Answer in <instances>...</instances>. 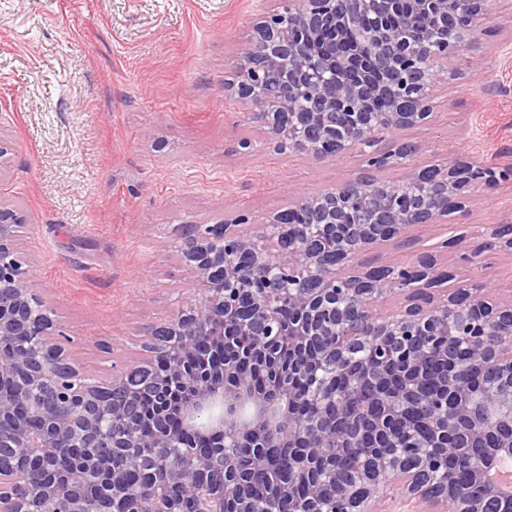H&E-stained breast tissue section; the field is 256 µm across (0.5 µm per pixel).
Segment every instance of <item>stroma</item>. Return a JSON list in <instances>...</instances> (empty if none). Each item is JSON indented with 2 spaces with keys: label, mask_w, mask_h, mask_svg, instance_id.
I'll return each mask as SVG.
<instances>
[{
  "label": "stroma",
  "mask_w": 512,
  "mask_h": 512,
  "mask_svg": "<svg viewBox=\"0 0 512 512\" xmlns=\"http://www.w3.org/2000/svg\"><path fill=\"white\" fill-rule=\"evenodd\" d=\"M270 0H0V199L22 218L32 285L56 310L65 347L86 373L143 354L148 333L194 296L178 250L183 224L271 220L303 196L375 172L363 148L334 162L275 150L248 107L225 93L243 38ZM475 42L437 83L432 115L379 135L373 152L408 143L412 161L454 153L512 167V0H489ZM481 58L472 70L471 58ZM512 219V180L448 219L364 257L419 254L469 283L455 242ZM482 278L512 298V252L484 253Z\"/></svg>",
  "instance_id": "1"
}]
</instances>
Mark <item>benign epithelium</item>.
<instances>
[{
    "instance_id": "7a95c632",
    "label": "benign epithelium",
    "mask_w": 512,
    "mask_h": 512,
    "mask_svg": "<svg viewBox=\"0 0 512 512\" xmlns=\"http://www.w3.org/2000/svg\"><path fill=\"white\" fill-rule=\"evenodd\" d=\"M246 36L235 79L224 90L249 106L278 151L336 161L380 132L431 116L433 88L448 57L475 40L485 0H274ZM434 24L411 30L414 19ZM375 92L392 90L386 112ZM332 80L334 91L324 88ZM415 147L375 155V168L402 166L395 183L350 179L301 198L308 224L285 211L268 224H183L180 254L191 267L198 303L153 331L148 356L102 383L85 374L62 343L53 309L30 288L31 261L18 239L20 217L0 200V512H377L392 493L417 499L423 512L512 510V485L494 479L512 460V301L481 282L478 257L512 251V224H487L470 250L473 278L441 290L450 273L431 255L367 267L362 256L415 227L466 208L475 189L492 188L495 169L455 155L421 166ZM342 212L359 213L342 224ZM389 315L376 303L396 292ZM18 336L29 341L20 343ZM397 357L407 376L375 367ZM477 364L490 386L431 372ZM150 372L159 395L144 409L128 376ZM274 381L257 384L255 374ZM310 379L298 391V377ZM20 403L41 419L29 428ZM483 446L468 461L485 489L475 497L448 474V449ZM112 448L104 461L97 449ZM140 448L182 449L164 461L165 478ZM242 448L265 473L277 467L267 448H288V478L253 495L233 460ZM360 452L345 475L325 462ZM77 450L65 482L49 471L57 454ZM131 467L144 470L129 485Z\"/></svg>"
}]
</instances>
